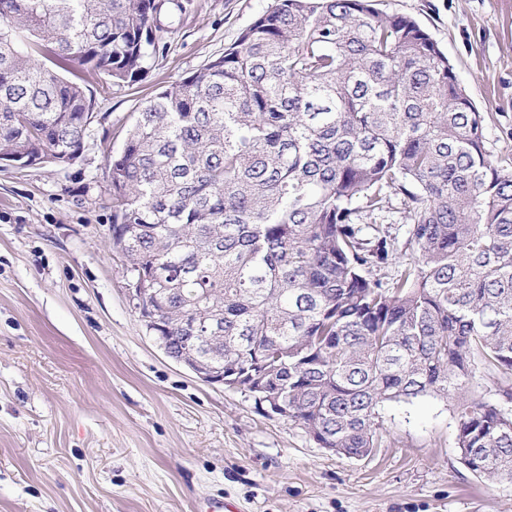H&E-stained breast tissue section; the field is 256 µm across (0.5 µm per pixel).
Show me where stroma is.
Returning <instances> with one entry per match:
<instances>
[{"label":"stroma","mask_w":512,"mask_h":512,"mask_svg":"<svg viewBox=\"0 0 512 512\" xmlns=\"http://www.w3.org/2000/svg\"><path fill=\"white\" fill-rule=\"evenodd\" d=\"M143 78L101 87L70 164L0 168V512H512L460 462L453 400L385 406L373 454L322 448L245 391L166 356L112 249L106 155L141 102L233 44L274 0H183ZM412 17L512 159V0H375Z\"/></svg>","instance_id":"obj_1"}]
</instances>
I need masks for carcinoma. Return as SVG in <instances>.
I'll list each match as a JSON object with an SVG mask.
<instances>
[{
	"label": "carcinoma",
	"instance_id": "obj_1",
	"mask_svg": "<svg viewBox=\"0 0 512 512\" xmlns=\"http://www.w3.org/2000/svg\"><path fill=\"white\" fill-rule=\"evenodd\" d=\"M184 11L0 0V152L52 162L84 141L94 101L43 59L133 84ZM484 123L413 18L276 0L107 156L112 249L150 276L171 354L272 359L321 447L366 457L385 404L453 395L461 463L512 481V170ZM395 199L400 240L376 222ZM481 370L501 399L470 390Z\"/></svg>",
	"mask_w": 512,
	"mask_h": 512
}]
</instances>
